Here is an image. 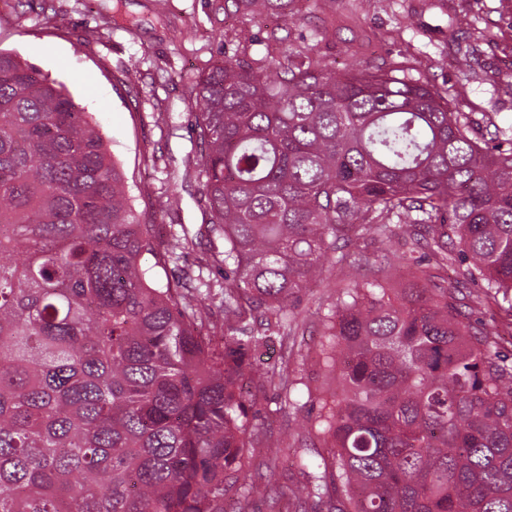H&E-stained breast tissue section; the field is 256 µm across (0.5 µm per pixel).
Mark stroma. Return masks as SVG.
I'll use <instances>...</instances> for the list:
<instances>
[{"mask_svg": "<svg viewBox=\"0 0 512 512\" xmlns=\"http://www.w3.org/2000/svg\"><path fill=\"white\" fill-rule=\"evenodd\" d=\"M296 8L254 20L223 9L222 0H0V49L62 83L93 114L143 223L181 224L194 238L182 263L157 276L209 265L214 288L203 304L214 326L224 320V269L213 262L224 241L207 233L198 205L203 184L184 170L200 151L198 82L218 61L258 67L311 48L339 71L402 62L447 92L453 110L493 112L499 126L512 125V0H298ZM173 194L178 207L162 209ZM335 301L332 288L304 293L298 329L284 342L272 337L258 353L264 367L288 357L291 396L250 385L259 398L254 429L296 452L275 476L290 512H326L305 495L330 451L314 429L319 407L307 392L336 391V371L320 356L323 316Z\"/></svg>", "mask_w": 512, "mask_h": 512, "instance_id": "obj_1", "label": "stroma"}]
</instances>
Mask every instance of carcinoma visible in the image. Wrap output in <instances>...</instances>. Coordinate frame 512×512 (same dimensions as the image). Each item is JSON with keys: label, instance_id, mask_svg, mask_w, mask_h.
<instances>
[{"label": "carcinoma", "instance_id": "obj_1", "mask_svg": "<svg viewBox=\"0 0 512 512\" xmlns=\"http://www.w3.org/2000/svg\"><path fill=\"white\" fill-rule=\"evenodd\" d=\"M232 3L255 18L295 0ZM402 71L298 51L202 75L195 173L224 237L207 336L202 274L156 278L187 233L157 251L91 115L0 49V512H250L259 400L242 382H293L249 354L335 270L321 356L339 392L317 417L333 451L307 495L330 512H512V365L472 320L484 298L512 316V127ZM394 239L396 262L362 249ZM455 245L472 303L441 275ZM400 265L413 281L392 295Z\"/></svg>", "mask_w": 512, "mask_h": 512}]
</instances>
